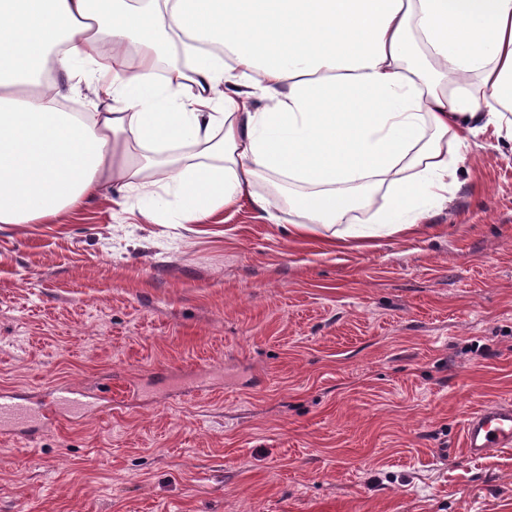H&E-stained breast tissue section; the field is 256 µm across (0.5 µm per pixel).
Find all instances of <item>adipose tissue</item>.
Segmentation results:
<instances>
[{
    "instance_id": "1",
    "label": "adipose tissue",
    "mask_w": 512,
    "mask_h": 512,
    "mask_svg": "<svg viewBox=\"0 0 512 512\" xmlns=\"http://www.w3.org/2000/svg\"><path fill=\"white\" fill-rule=\"evenodd\" d=\"M511 102L512 0H0V224L108 189L151 224L246 200L294 240L420 233Z\"/></svg>"
}]
</instances>
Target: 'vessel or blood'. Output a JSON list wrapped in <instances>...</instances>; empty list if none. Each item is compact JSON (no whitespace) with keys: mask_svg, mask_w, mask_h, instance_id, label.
Segmentation results:
<instances>
[{"mask_svg":"<svg viewBox=\"0 0 512 512\" xmlns=\"http://www.w3.org/2000/svg\"><path fill=\"white\" fill-rule=\"evenodd\" d=\"M103 392L92 394L73 389L66 385L55 386L48 401L39 411L42 416L53 415L62 407L76 412L89 408L90 404L102 403ZM32 409L11 395L0 396V428L7 430L27 422ZM463 445L469 457L480 458L490 452L512 447V403L504 402L480 409L468 415L463 426Z\"/></svg>","mask_w":512,"mask_h":512,"instance_id":"b4317fda","label":"vessel or blood"}]
</instances>
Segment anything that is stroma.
<instances>
[{
  "label": "stroma",
  "mask_w": 512,
  "mask_h": 512,
  "mask_svg": "<svg viewBox=\"0 0 512 512\" xmlns=\"http://www.w3.org/2000/svg\"><path fill=\"white\" fill-rule=\"evenodd\" d=\"M447 210L360 250L249 204L205 232L99 196L0 224V391L112 402L0 434V512H512V144L477 131ZM463 445L471 458L511 449L512 403H499L469 414L463 426Z\"/></svg>",
  "instance_id": "obj_1"
}]
</instances>
